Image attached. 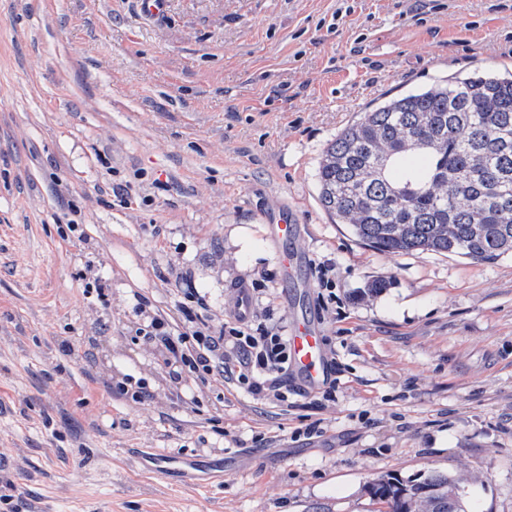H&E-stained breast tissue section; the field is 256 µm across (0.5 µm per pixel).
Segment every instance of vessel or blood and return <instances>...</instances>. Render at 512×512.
<instances>
[{
	"mask_svg": "<svg viewBox=\"0 0 512 512\" xmlns=\"http://www.w3.org/2000/svg\"><path fill=\"white\" fill-rule=\"evenodd\" d=\"M136 9L141 19L160 25L168 16V0H135ZM264 220L270 230L272 242L279 245V259L286 271H296L301 258L288 244L297 235L298 226L292 214L271 211L265 213ZM291 370L294 377L303 386L318 387L327 375V356L323 345V337L318 325L305 318H292L289 330ZM139 467L166 474L179 471L185 474L198 475L203 465L195 459L174 461L162 455H137Z\"/></svg>",
	"mask_w": 512,
	"mask_h": 512,
	"instance_id": "vessel-or-blood-1",
	"label": "vessel or blood"
}]
</instances>
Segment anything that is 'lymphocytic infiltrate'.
Listing matches in <instances>:
<instances>
[{
    "mask_svg": "<svg viewBox=\"0 0 512 512\" xmlns=\"http://www.w3.org/2000/svg\"><path fill=\"white\" fill-rule=\"evenodd\" d=\"M192 332L174 331L167 319L150 316L138 334L154 347L174 378L183 373L223 379L231 375L237 386L260 399H288L286 378L290 361L287 330L257 323L254 317H232L220 331H210L196 315H189Z\"/></svg>",
    "mask_w": 512,
    "mask_h": 512,
    "instance_id": "obj_1",
    "label": "lymphocytic infiltrate"
}]
</instances>
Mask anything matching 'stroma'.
<instances>
[{
    "label": "stroma",
    "instance_id": "stroma-1",
    "mask_svg": "<svg viewBox=\"0 0 512 512\" xmlns=\"http://www.w3.org/2000/svg\"><path fill=\"white\" fill-rule=\"evenodd\" d=\"M476 69L512 73V0H169L161 27L132 0H0V512H379L377 477L459 469L475 512H512V256L373 250L316 178L361 112ZM253 280L258 316L321 328L331 398L174 384L136 334L142 309L191 330L188 288L220 329ZM151 451L215 469L151 474ZM263 218L269 227L271 241L279 247L278 255L281 264L288 274H292L301 263V257L293 249L283 248V245L291 242L296 237L298 224L289 212H266Z\"/></svg>",
    "mask_w": 512,
    "mask_h": 512
}]
</instances>
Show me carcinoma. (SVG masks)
<instances>
[{
	"instance_id": "carcinoma-1",
	"label": "carcinoma",
	"mask_w": 512,
	"mask_h": 512,
	"mask_svg": "<svg viewBox=\"0 0 512 512\" xmlns=\"http://www.w3.org/2000/svg\"><path fill=\"white\" fill-rule=\"evenodd\" d=\"M319 200L388 253L483 261L512 254V76L476 70L362 113L324 151ZM477 476L430 472L370 485L387 512H471Z\"/></svg>"
}]
</instances>
